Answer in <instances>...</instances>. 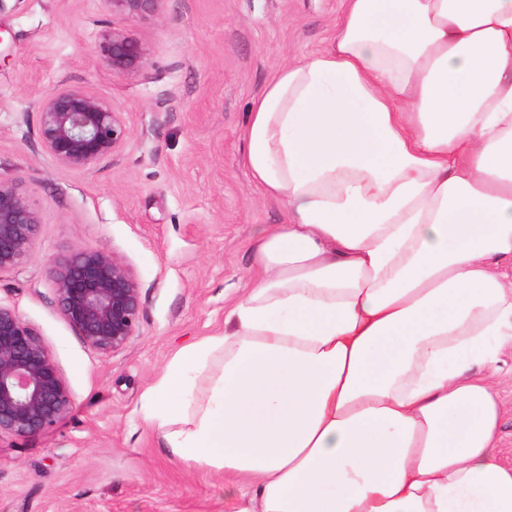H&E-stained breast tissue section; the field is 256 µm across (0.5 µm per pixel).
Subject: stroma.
<instances>
[{
    "instance_id": "obj_1",
    "label": "stroma",
    "mask_w": 512,
    "mask_h": 512,
    "mask_svg": "<svg viewBox=\"0 0 512 512\" xmlns=\"http://www.w3.org/2000/svg\"><path fill=\"white\" fill-rule=\"evenodd\" d=\"M344 0H166L132 23L146 69L114 76L97 52L99 0H0V177L40 211L36 252L0 273V303L39 331L74 410L54 431L0 436V512H224V479L170 457L145 420V394L184 344L224 329L252 285L251 248L281 223L245 165V125L273 74L323 49ZM66 84L124 112L129 138L87 171L54 164L36 101ZM103 247L140 289L139 328L108 356L61 317L48 272ZM501 460L512 465V346L499 355Z\"/></svg>"
}]
</instances>
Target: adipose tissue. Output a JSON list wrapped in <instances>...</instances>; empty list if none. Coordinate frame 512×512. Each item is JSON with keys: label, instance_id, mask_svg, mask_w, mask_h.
I'll list each match as a JSON object with an SVG mask.
<instances>
[{"label": "adipose tissue", "instance_id": "adipose-tissue-1", "mask_svg": "<svg viewBox=\"0 0 512 512\" xmlns=\"http://www.w3.org/2000/svg\"><path fill=\"white\" fill-rule=\"evenodd\" d=\"M245 136L284 218L146 394L168 455L224 512H512V0H345ZM501 381V399L503 402V419L501 431V460L512 465V346H505L499 355Z\"/></svg>", "mask_w": 512, "mask_h": 512}]
</instances>
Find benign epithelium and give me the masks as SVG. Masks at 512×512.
Segmentation results:
<instances>
[{
	"mask_svg": "<svg viewBox=\"0 0 512 512\" xmlns=\"http://www.w3.org/2000/svg\"><path fill=\"white\" fill-rule=\"evenodd\" d=\"M112 17H156L165 0H100ZM112 75L143 70L150 50L130 30L109 23L99 36ZM39 140L56 164L88 170L122 149L129 137L124 113L96 93L61 85L37 102ZM42 224L16 179L0 178V273L33 258ZM50 281L64 320L98 353L123 349L142 313L134 270L102 247H81L56 261ZM73 393L34 325L0 303V434L29 436L53 430L72 413Z\"/></svg>",
	"mask_w": 512,
	"mask_h": 512,
	"instance_id": "1",
	"label": "benign epithelium"
}]
</instances>
